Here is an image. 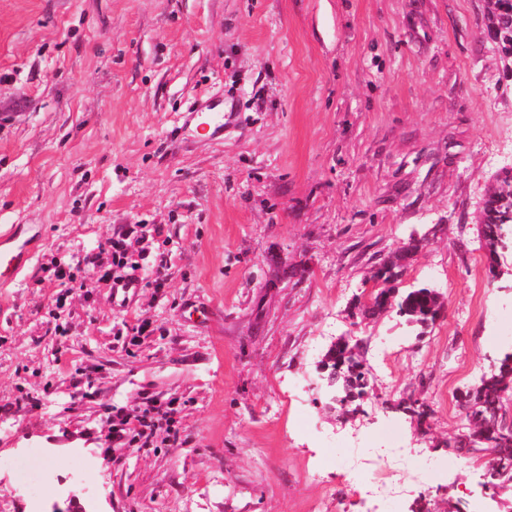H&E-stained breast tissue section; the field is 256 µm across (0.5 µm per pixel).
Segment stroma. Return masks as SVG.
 Listing matches in <instances>:
<instances>
[{
    "label": "stroma",
    "mask_w": 512,
    "mask_h": 512,
    "mask_svg": "<svg viewBox=\"0 0 512 512\" xmlns=\"http://www.w3.org/2000/svg\"><path fill=\"white\" fill-rule=\"evenodd\" d=\"M489 0H0V232L35 241L0 287V503L11 462L55 468L46 512H359L356 461L410 448L423 512H512L457 392L512 352V249L489 275L483 202L512 171V63ZM224 103L212 132L200 105ZM144 225L150 267L113 288L84 264ZM428 285L427 330L364 318L379 263ZM147 321L144 335L131 326ZM363 339L355 411L320 362ZM414 400L418 418L402 408ZM175 406L151 444L114 420ZM87 461L71 476L74 455Z\"/></svg>",
    "instance_id": "1"
}]
</instances>
